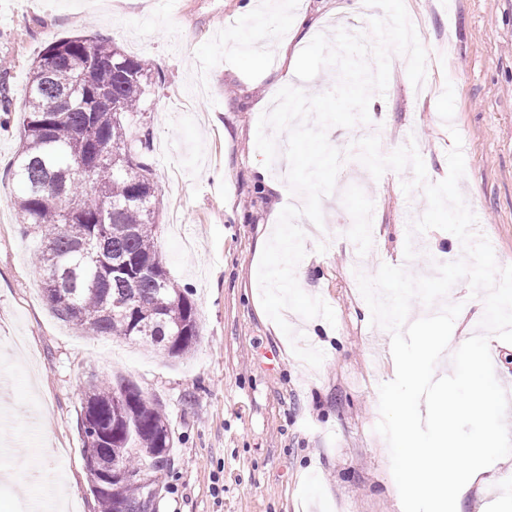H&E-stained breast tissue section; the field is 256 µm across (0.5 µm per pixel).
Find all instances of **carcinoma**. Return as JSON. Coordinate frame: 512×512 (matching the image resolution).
<instances>
[{"instance_id": "carcinoma-1", "label": "carcinoma", "mask_w": 512, "mask_h": 512, "mask_svg": "<svg viewBox=\"0 0 512 512\" xmlns=\"http://www.w3.org/2000/svg\"><path fill=\"white\" fill-rule=\"evenodd\" d=\"M91 69V78L78 84ZM153 84L148 63L96 35H75L46 46L31 68L12 176L11 201L24 235L39 237L34 255L42 290L56 316L93 336L134 338L172 359L198 343L189 288L165 268L157 238L160 199L147 162L149 138L132 135L129 117ZM130 304L124 312L112 308ZM129 411L112 414L114 396ZM81 402L83 454L102 467L150 466L164 476L174 465L165 413L133 384L92 381ZM98 512H157L139 484H100L87 473Z\"/></svg>"}]
</instances>
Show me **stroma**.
Here are the masks:
<instances>
[{"label": "stroma", "mask_w": 512, "mask_h": 512, "mask_svg": "<svg viewBox=\"0 0 512 512\" xmlns=\"http://www.w3.org/2000/svg\"><path fill=\"white\" fill-rule=\"evenodd\" d=\"M265 0H0V65L15 109L30 67L52 40L77 34L112 39L149 64L155 83L136 126L149 132L161 205L166 270L193 290L199 342L191 356L167 358L137 340L87 336L58 319L32 260L37 240L19 232L10 201L18 130L0 129V360L8 383L0 404L11 415L0 447V512H24L60 489L62 512H95L79 430L89 380L122 379L167 415L175 464L159 512H402L380 419L378 387L396 373L391 339L373 325L358 275L396 264L418 247L406 271L435 274L463 249L450 232H412L427 209L422 188L404 194L411 169L374 178L355 143L376 135L382 154L415 146L429 182L448 174L459 132V183L498 266L512 265V0H408L427 51L426 76L413 85L407 59L392 54L376 123L331 127L345 167L330 195L326 239H305L311 262L301 284L323 299L335 323L313 318L304 345L324 360L312 368L293 352L261 304L256 240L276 223L290 195L256 178L258 120L279 90L257 66L267 42ZM453 84L444 122L436 103Z\"/></svg>", "instance_id": "obj_1"}]
</instances>
